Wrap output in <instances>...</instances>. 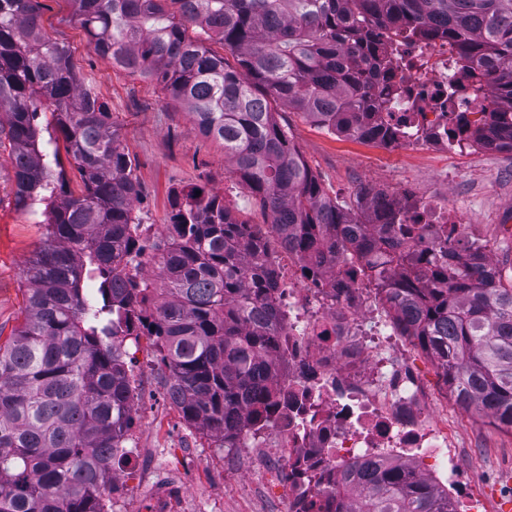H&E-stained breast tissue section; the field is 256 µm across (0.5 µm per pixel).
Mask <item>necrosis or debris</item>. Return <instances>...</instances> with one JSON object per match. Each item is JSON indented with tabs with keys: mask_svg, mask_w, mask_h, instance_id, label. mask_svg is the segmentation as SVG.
<instances>
[{
	"mask_svg": "<svg viewBox=\"0 0 512 512\" xmlns=\"http://www.w3.org/2000/svg\"><path fill=\"white\" fill-rule=\"evenodd\" d=\"M377 39L390 63L375 71L370 93L380 101L375 121L389 144L442 156L459 148L485 155L488 99L459 84L454 45L443 35L411 29L383 30ZM372 209L391 213L395 223L417 225L420 242L429 247L449 236L464 255L477 243L472 224L441 191L421 195L399 186ZM305 266L281 250L273 308L285 401L262 442L264 460L288 475V512H323L326 495L311 489L304 471L319 472L328 485L346 464L377 458L419 469L434 462L428 476L460 490L458 512H485L483 496L469 489L457 465L454 431L433 417L391 332L366 333L377 308L362 298L368 283L359 269L340 263L314 277Z\"/></svg>",
	"mask_w": 512,
	"mask_h": 512,
	"instance_id": "1",
	"label": "necrosis or debris"
}]
</instances>
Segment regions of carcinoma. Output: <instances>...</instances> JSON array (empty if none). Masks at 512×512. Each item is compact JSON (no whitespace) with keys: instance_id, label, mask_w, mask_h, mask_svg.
I'll use <instances>...</instances> for the list:
<instances>
[{"instance_id":"carcinoma-1","label":"carcinoma","mask_w":512,"mask_h":512,"mask_svg":"<svg viewBox=\"0 0 512 512\" xmlns=\"http://www.w3.org/2000/svg\"><path fill=\"white\" fill-rule=\"evenodd\" d=\"M69 2L95 53L156 82L224 148L287 249L326 269L338 256L363 260L399 335L437 363L455 403L512 430V281L479 252L460 256L450 237L415 251L412 226L357 220L327 196L272 108L382 141L366 94L373 40L358 34L412 21L456 42L462 86L491 100L488 145L511 152L512 0ZM62 143L78 195L60 169ZM4 146L15 205L41 213L46 234L27 260L23 320L0 343V512H105L112 449L133 423L132 336L154 338L170 400L216 447L246 448L271 427L282 399L277 280L256 232L195 185L172 194L166 234L147 254L134 161L68 48L43 31L38 0H0ZM150 256L159 287L145 277ZM327 500L330 512H456L414 467L384 460L350 466Z\"/></svg>"}]
</instances>
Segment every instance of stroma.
Returning <instances> with one entry per match:
<instances>
[{"mask_svg":"<svg viewBox=\"0 0 512 512\" xmlns=\"http://www.w3.org/2000/svg\"><path fill=\"white\" fill-rule=\"evenodd\" d=\"M46 33L65 45L79 75L112 112L122 147L135 160L134 177L141 196L137 214L151 225L152 240L165 230L173 190L206 186L223 197L239 217L253 224L267 218L250 192L233 175L222 147L200 134L189 114L166 99L155 82L114 68L88 45L82 28L72 21L69 0H39ZM277 122L312 174L360 220H368L363 191L395 182L419 190L447 189L463 207L469 223L479 225L489 259L504 279L512 278V152L491 151L481 159L452 157L453 181H441L442 163L425 152L362 142L333 134L303 113L277 106ZM13 170L0 151V337L9 338L22 320L28 286L26 261L40 246L45 228L38 216L20 211L12 195ZM404 353L429 386L435 403H447L448 391L436 363L411 340ZM132 377L140 395L130 440L142 452L163 449V469L181 475L197 506L206 512H283L288 482L279 471L257 463L252 449L217 448L189 428L167 397V370L160 364L150 337L127 341ZM448 405V423L458 438L460 464L472 484L483 491L488 512H498L497 485L512 476V431L496 427L477 411ZM116 488L124 512H143L151 483L138 458L114 462Z\"/></svg>","mask_w":512,"mask_h":512,"instance_id":"1","label":"stroma"}]
</instances>
